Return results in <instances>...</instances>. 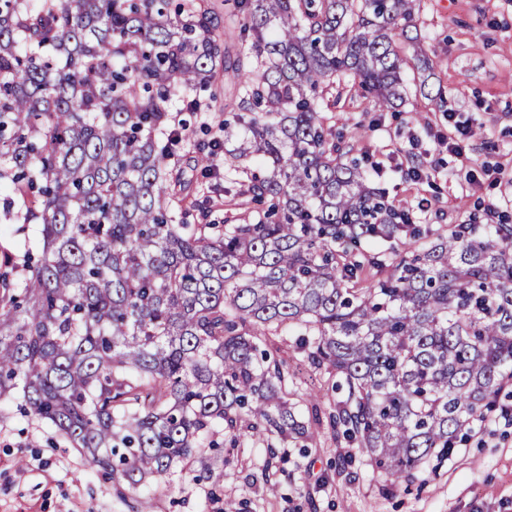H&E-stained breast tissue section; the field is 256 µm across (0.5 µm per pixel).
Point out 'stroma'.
Returning a JSON list of instances; mask_svg holds the SVG:
<instances>
[{
	"label": "stroma",
	"instance_id": "1",
	"mask_svg": "<svg viewBox=\"0 0 512 512\" xmlns=\"http://www.w3.org/2000/svg\"><path fill=\"white\" fill-rule=\"evenodd\" d=\"M422 3L415 25L433 63V95L412 91L396 109L379 112L358 84L336 83L323 90L324 116L396 208L431 201L417 221L432 233L454 224H512V202L499 201L486 176L512 177V0ZM197 94L210 110L182 113L191 140L179 151L182 177L167 196L189 224L197 221L194 201L211 186L194 166V143L234 110L232 73L216 70ZM450 112L473 130L460 156L435 143L449 132ZM415 164L425 171L418 180L410 177ZM492 200L497 209L489 214ZM279 347L289 371L318 393L320 416H328L345 398L333 376L307 367L291 338ZM146 504L151 512H512V393L500 395L452 455L428 459L408 489L392 491L368 457L325 424L311 426L303 448L284 445L272 459L244 438L202 447L199 459L145 486L120 488L88 470L51 425L13 405L0 409V512H141Z\"/></svg>",
	"mask_w": 512,
	"mask_h": 512
}]
</instances>
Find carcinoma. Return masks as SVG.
Listing matches in <instances>:
<instances>
[{"mask_svg":"<svg viewBox=\"0 0 512 512\" xmlns=\"http://www.w3.org/2000/svg\"><path fill=\"white\" fill-rule=\"evenodd\" d=\"M247 49L237 111L196 165L242 175L223 223L164 205L176 103L224 55L210 11L169 0H0V217L42 254L0 265V404L45 421L135 489L218 425L269 448L308 433L277 336L347 398L328 424L400 481L484 421L512 385V224L434 240L336 144L321 85L407 94L392 39L420 0H224ZM256 158L265 173L245 162ZM395 240L382 258L362 243ZM381 277L360 285L365 266ZM26 272L23 280L15 278Z\"/></svg>","mask_w":512,"mask_h":512,"instance_id":"cac0c4a2","label":"carcinoma"}]
</instances>
